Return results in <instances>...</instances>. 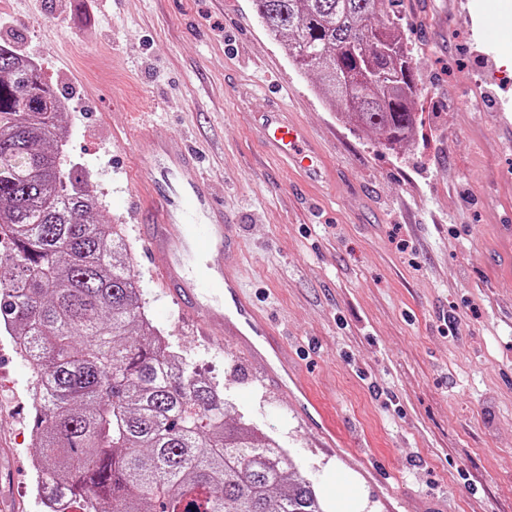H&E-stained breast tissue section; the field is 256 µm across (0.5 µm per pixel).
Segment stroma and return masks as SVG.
Listing matches in <instances>:
<instances>
[{
    "label": "stroma",
    "mask_w": 512,
    "mask_h": 512,
    "mask_svg": "<svg viewBox=\"0 0 512 512\" xmlns=\"http://www.w3.org/2000/svg\"><path fill=\"white\" fill-rule=\"evenodd\" d=\"M416 126L405 147L339 120L251 0H0V46L34 60L65 102L61 158L121 225L145 311L220 385L227 420L274 438L325 512H382L291 402L232 344L201 336L140 261L127 218L142 123L184 135L240 244L245 287L270 310L345 444L366 446L396 512H512V0H401ZM322 149L317 186L256 128L272 101ZM32 374L0 333V512H44ZM353 487L336 500L337 474Z\"/></svg>",
    "instance_id": "1"
}]
</instances>
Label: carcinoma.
<instances>
[{"instance_id": "obj_1", "label": "carcinoma", "mask_w": 512, "mask_h": 512, "mask_svg": "<svg viewBox=\"0 0 512 512\" xmlns=\"http://www.w3.org/2000/svg\"><path fill=\"white\" fill-rule=\"evenodd\" d=\"M396 0H252L341 120L386 150L412 137L417 93ZM379 31L389 51L353 41ZM382 71V84L363 72ZM64 102L28 58L0 48V332L44 375L33 388L47 512H324L287 453L224 419V394L176 355L145 314L115 224L61 161Z\"/></svg>"}]
</instances>
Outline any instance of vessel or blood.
<instances>
[{"mask_svg": "<svg viewBox=\"0 0 512 512\" xmlns=\"http://www.w3.org/2000/svg\"><path fill=\"white\" fill-rule=\"evenodd\" d=\"M258 127L273 153L305 181L323 180L321 157L307 127L289 120L283 108L261 113ZM138 224L145 250L166 258L156 278L164 292L195 319L204 336L232 343L259 361L269 385L285 395L297 412H321L312 383L292 361L270 317L244 292L237 272L238 242L225 222L224 207L204 179H182L195 156L179 134H158L137 153ZM316 433L347 466L376 483L378 498L391 491L364 451L346 452L336 431L321 422Z\"/></svg>", "mask_w": 512, "mask_h": 512, "instance_id": "b4317fda", "label": "vessel or blood"}]
</instances>
